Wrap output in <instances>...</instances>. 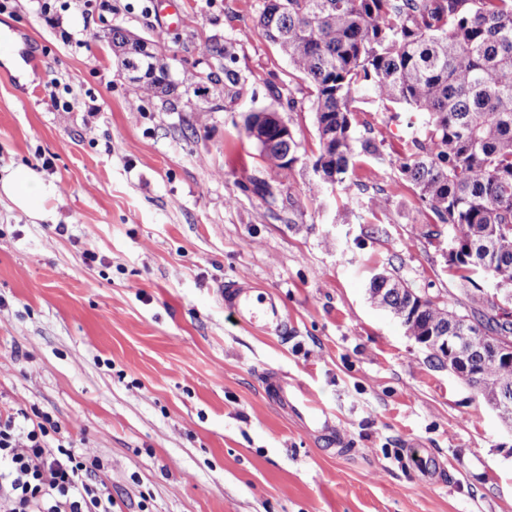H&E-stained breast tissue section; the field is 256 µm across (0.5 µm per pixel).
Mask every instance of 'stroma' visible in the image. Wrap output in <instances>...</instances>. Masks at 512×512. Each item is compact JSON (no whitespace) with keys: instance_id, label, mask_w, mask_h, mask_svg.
<instances>
[{"instance_id":"stroma-1","label":"stroma","mask_w":512,"mask_h":512,"mask_svg":"<svg viewBox=\"0 0 512 512\" xmlns=\"http://www.w3.org/2000/svg\"><path fill=\"white\" fill-rule=\"evenodd\" d=\"M181 5L172 30L154 0H112L106 16L68 0L55 28L36 0L0 12L14 42L0 60V170L59 188L50 221L0 198V411L59 420L121 512H512V436L369 299L385 270L469 305L421 236L402 130L352 173L374 171L387 214L359 218L330 190L295 206L318 136L308 83L256 25L263 0ZM116 23L162 47L169 102L140 97L109 41ZM211 39L232 46L243 79L230 110L207 79ZM54 79L81 108L53 105ZM264 107L300 145L292 169H268L244 133ZM239 279L274 297L286 331L225 309L220 290ZM268 374L335 413L340 439L268 398Z\"/></svg>"}]
</instances>
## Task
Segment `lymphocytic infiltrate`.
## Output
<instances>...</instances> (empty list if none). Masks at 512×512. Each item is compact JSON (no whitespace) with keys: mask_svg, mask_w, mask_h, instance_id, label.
Instances as JSON below:
<instances>
[{"mask_svg":"<svg viewBox=\"0 0 512 512\" xmlns=\"http://www.w3.org/2000/svg\"><path fill=\"white\" fill-rule=\"evenodd\" d=\"M61 424L34 409L0 416V512H116L97 462L60 436Z\"/></svg>","mask_w":512,"mask_h":512,"instance_id":"lymphocytic-infiltrate-1","label":"lymphocytic infiltrate"}]
</instances>
